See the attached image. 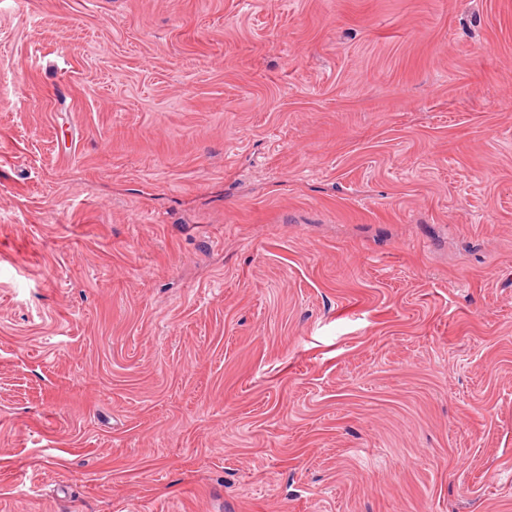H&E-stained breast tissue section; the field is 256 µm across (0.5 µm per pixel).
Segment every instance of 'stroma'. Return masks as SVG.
Returning <instances> with one entry per match:
<instances>
[{
	"mask_svg": "<svg viewBox=\"0 0 512 512\" xmlns=\"http://www.w3.org/2000/svg\"><path fill=\"white\" fill-rule=\"evenodd\" d=\"M0 512H512V0H0Z\"/></svg>",
	"mask_w": 512,
	"mask_h": 512,
	"instance_id": "stroma-1",
	"label": "stroma"
}]
</instances>
